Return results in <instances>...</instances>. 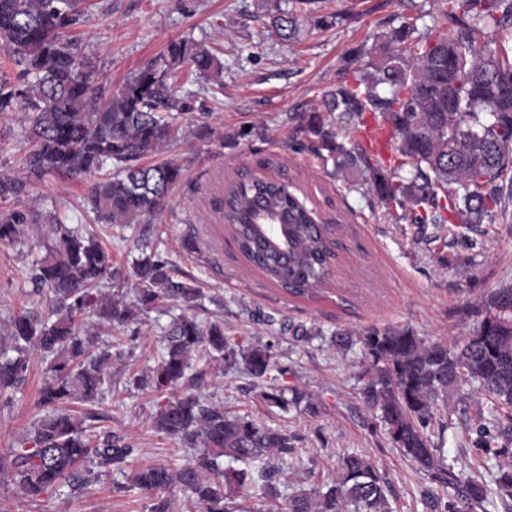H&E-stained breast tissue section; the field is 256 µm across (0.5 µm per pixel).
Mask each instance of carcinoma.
Masks as SVG:
<instances>
[{
	"label": "carcinoma",
	"mask_w": 512,
	"mask_h": 512,
	"mask_svg": "<svg viewBox=\"0 0 512 512\" xmlns=\"http://www.w3.org/2000/svg\"><path fill=\"white\" fill-rule=\"evenodd\" d=\"M85 0H0V52L14 77L0 75V115L21 113L26 152L22 174L0 171V242H13L28 224H43L45 254L33 262V292L51 305L48 315L21 311L0 336V393L22 387L29 357L48 361L38 406L45 415L33 435L8 455L0 473L36 498L67 486L86 489L95 481L91 466L121 469L134 448L116 432L88 434L66 405L97 402L112 381L107 349L91 351L83 319L94 314L126 327L139 313L165 306L163 353L147 383L164 397L157 427L196 450L180 468L152 465L132 476L133 486L152 499L151 512H172L168 495L187 494L201 512H233L237 491L259 485L277 495L276 471L268 458L292 452L288 433L232 415L200 393L202 374L187 375L203 349L261 382L260 397L271 406L313 408L311 396L284 383L271 346L224 333V323H205L191 313L199 289L175 276L170 264L142 254L132 268L135 301L104 297L99 285L116 277L100 243L69 228L51 212L25 205L31 188L47 175L86 185L89 201L106 224H130L160 216L181 164L139 161L176 140V120L194 111V99L171 88L170 76L187 66L198 78L222 76L224 66L203 44L178 39L128 76L115 90L98 83L97 69L81 55L69 30L84 18ZM439 20L430 32L411 37L415 22L391 30L392 50L354 68L351 77L323 93L324 111L301 117L300 129L313 151L346 178L368 175L369 191L387 211L400 209L410 223L494 222L512 205V56L482 42L491 33L512 36V0H438ZM273 5L271 27L298 38L308 22L303 5ZM339 114L352 133L351 147L336 142V126L324 113ZM371 115L396 143L393 166L360 142ZM106 165L112 178L97 179ZM220 208L247 212L229 226L239 254L276 285L312 297L332 276L334 252L328 224L275 182L238 176L224 191ZM179 314H173V311ZM481 320L469 334L451 341L428 340L409 328L368 329L353 337L338 329L330 346L362 345L370 359L363 396L392 444L432 482H446L432 431L448 395L475 384L500 409L512 408V284L490 292L477 309ZM298 342L323 336L313 327L283 323ZM496 494L512 509V464L492 473ZM484 478L467 481L465 499L450 498L444 512H464L487 496ZM284 512H391L387 482L365 457L349 454L336 478L288 499Z\"/></svg>",
	"instance_id": "cac0c4a2"
}]
</instances>
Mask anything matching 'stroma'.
<instances>
[{"label":"stroma","mask_w":512,"mask_h":512,"mask_svg":"<svg viewBox=\"0 0 512 512\" xmlns=\"http://www.w3.org/2000/svg\"><path fill=\"white\" fill-rule=\"evenodd\" d=\"M272 0H86L87 21L74 35L83 56L104 82L125 77L160 53L168 41L191 38L212 49L224 65L219 80L204 81L182 71L173 82L195 95L196 109L179 118V140L160 159L184 166L159 220L105 224L94 220L84 186L50 176L38 183L29 207L52 210L68 224L95 232L112 256L116 279L104 282L103 296L134 302L132 265L139 245L167 259L176 274L205 295L199 320H223L224 329L249 342L271 344L284 381L305 389L314 411H283L260 396L257 379L201 356V392L227 411L245 414L286 430L292 454L277 460L278 494L269 505L282 512L300 488L335 477L339 458L357 453L369 459L390 486L394 512H441L448 497H462L467 478L487 474L505 444L499 411L476 386L451 395L441 419V446L450 469L448 483H432L415 463L394 448L362 395L367 360L361 346L340 352L323 338L295 342L265 323L266 317L322 329L361 332L388 326L409 328L428 339L449 340L476 327L483 298L512 283V212L474 229L451 224L409 223L402 211L387 212L361 177L329 176L304 147L298 130L302 113L322 106V94L348 70L377 56L391 19L437 15L436 0H310L311 16H333V24L311 27L300 40H282L269 26ZM211 134L195 136L198 123ZM249 168L288 183L316 214L335 226L338 242L334 276L317 297L294 296L271 284L237 252L217 205L227 181ZM196 240L185 252L183 239ZM31 235L0 243V330L21 309L47 312L33 294ZM168 316L150 310L136 323L112 329L97 317L85 327L97 347L112 354V387L99 404L75 412L93 431L127 437L135 452L123 469L100 473L84 493L44 494L30 499L12 481L0 482V512H149L151 500L132 489V473L146 465L179 467L190 451L159 432L154 417L159 397L135 385L159 358ZM45 371L32 357L28 383L0 398V453L18 447L42 411L37 391Z\"/></svg>","instance_id":"stroma-1"}]
</instances>
